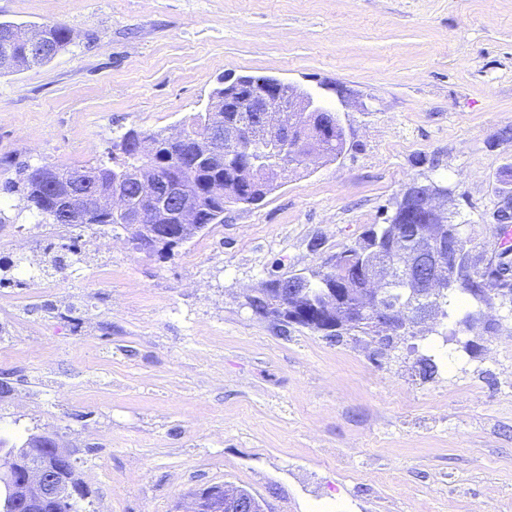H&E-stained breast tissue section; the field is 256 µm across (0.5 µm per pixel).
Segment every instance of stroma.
<instances>
[{
    "label": "stroma",
    "mask_w": 512,
    "mask_h": 512,
    "mask_svg": "<svg viewBox=\"0 0 512 512\" xmlns=\"http://www.w3.org/2000/svg\"><path fill=\"white\" fill-rule=\"evenodd\" d=\"M0 21L72 38L0 73V437L73 450L80 512H190L224 482L268 512H470L489 497L512 512V296L470 301L483 319L468 326L433 313L387 351L246 304L385 223L414 182L447 186L473 255L497 258L512 0H0ZM228 74L322 90L342 154L165 256L121 229L51 223L13 250L35 222L5 189L19 168L80 169L128 129L188 126ZM431 343L462 366L419 377Z\"/></svg>",
    "instance_id": "35a3bbf8"
}]
</instances>
